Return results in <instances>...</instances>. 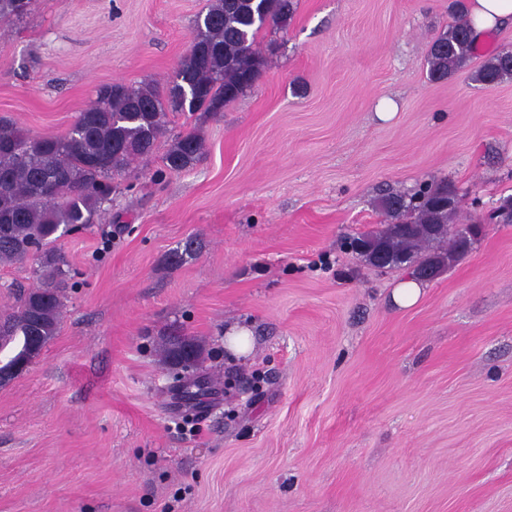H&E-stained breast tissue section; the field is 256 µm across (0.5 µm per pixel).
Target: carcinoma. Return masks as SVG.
<instances>
[{
  "label": "carcinoma",
  "mask_w": 512,
  "mask_h": 512,
  "mask_svg": "<svg viewBox=\"0 0 512 512\" xmlns=\"http://www.w3.org/2000/svg\"><path fill=\"white\" fill-rule=\"evenodd\" d=\"M31 0H0V21H20ZM293 14L292 0H214L197 16L191 48L175 70L181 82L160 89L113 83L80 112L61 136H31L0 117V264L36 261V283L21 288L11 312L0 316V353L12 356L0 366L5 377L35 358L56 336L63 314V291L71 270L57 247L62 233L100 222L112 207V180L135 162L149 160L167 136L169 114L222 112L259 80L265 55L259 33L283 28ZM477 47L470 24L458 19L433 41L428 73L444 80L474 57ZM492 86L512 78V55L499 52L475 72ZM169 137V136H167ZM204 141L196 131L169 137L162 157L171 172L192 169L203 158ZM448 184L427 185L411 195L391 193L382 199L390 219L364 236L418 266L446 264L465 249L452 223L457 206H440ZM164 362L174 378L194 374L198 344L177 338L162 345Z\"/></svg>",
  "instance_id": "1"
}]
</instances>
